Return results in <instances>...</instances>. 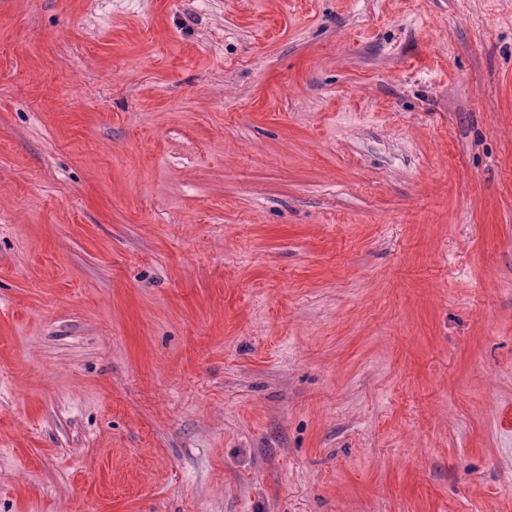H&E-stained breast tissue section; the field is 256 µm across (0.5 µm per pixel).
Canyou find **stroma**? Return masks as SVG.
<instances>
[{
  "label": "stroma",
  "instance_id": "35a3bbf8",
  "mask_svg": "<svg viewBox=\"0 0 512 512\" xmlns=\"http://www.w3.org/2000/svg\"><path fill=\"white\" fill-rule=\"evenodd\" d=\"M0 512H512V0H0Z\"/></svg>",
  "mask_w": 512,
  "mask_h": 512
}]
</instances>
